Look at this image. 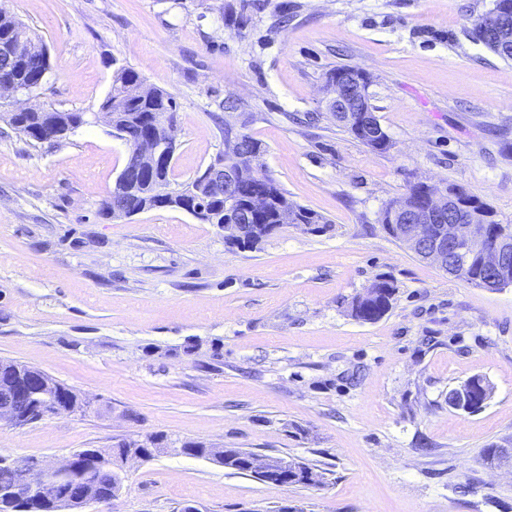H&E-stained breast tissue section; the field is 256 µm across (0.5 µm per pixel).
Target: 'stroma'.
<instances>
[{
	"label": "stroma",
	"mask_w": 512,
	"mask_h": 512,
	"mask_svg": "<svg viewBox=\"0 0 512 512\" xmlns=\"http://www.w3.org/2000/svg\"><path fill=\"white\" fill-rule=\"evenodd\" d=\"M493 0H7L50 50L29 104L98 111L119 67L176 101L178 189L259 140L265 172L329 222L256 250L179 209L106 219L127 148L104 124L60 145L14 133L0 105V360L87 401L0 427V458L62 462L163 432L326 469L277 486L173 452L130 462L92 512H512V288L455 279L392 239L381 211L419 182L460 186L512 224V61L474 40ZM291 20L280 25L281 11ZM372 77L391 140L371 151L322 102L340 66ZM395 286L364 322L352 301ZM493 388L462 415L448 392ZM373 288H378L377 296L374 299L361 301V298L364 297L363 295L353 300L351 304V315L353 317L364 321H373L387 311L394 292L393 283L388 280H379L367 289V296H373L375 291ZM364 313L371 315V318H367ZM492 388L489 382L481 376H473L458 387L448 392V406L461 414H473L477 407L483 406L489 400ZM481 397V402L474 405L475 396Z\"/></svg>",
	"instance_id": "stroma-1"
}]
</instances>
